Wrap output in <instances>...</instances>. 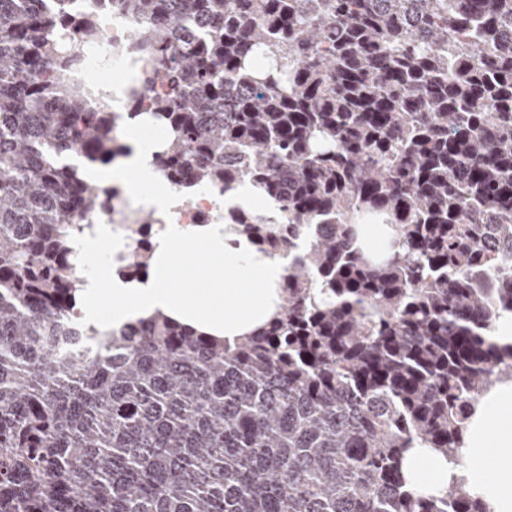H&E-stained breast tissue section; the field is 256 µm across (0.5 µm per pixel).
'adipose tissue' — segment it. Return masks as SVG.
<instances>
[{
  "label": "adipose tissue",
  "instance_id": "1",
  "mask_svg": "<svg viewBox=\"0 0 512 512\" xmlns=\"http://www.w3.org/2000/svg\"><path fill=\"white\" fill-rule=\"evenodd\" d=\"M143 130L137 122L127 125L131 152L113 166L111 178L134 208L165 218L166 229L156 240L146 279L116 273L86 277L82 285L85 318L99 321L97 303L108 292L116 328L160 312L229 343L259 330L280 310L287 258L259 251L232 225L182 224L172 219L178 200L153 164L159 143L144 136ZM206 197L227 209L262 215L274 212L273 203L248 183L223 195L210 190ZM188 247L210 258L214 274L192 277L186 273L182 257ZM461 453L466 464L459 468L429 449H414L405 461V475L425 494L440 495L451 482L465 483L488 512H512V379L495 383L476 404Z\"/></svg>",
  "mask_w": 512,
  "mask_h": 512
}]
</instances>
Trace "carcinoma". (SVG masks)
I'll list each match as a JSON object with an SVG mask.
<instances>
[{
  "instance_id": "cac0c4a2",
  "label": "carcinoma",
  "mask_w": 512,
  "mask_h": 512,
  "mask_svg": "<svg viewBox=\"0 0 512 512\" xmlns=\"http://www.w3.org/2000/svg\"><path fill=\"white\" fill-rule=\"evenodd\" d=\"M98 0H0V512H486L407 486L457 457L512 346V0H107L176 189L249 182L228 220L288 257L229 346L163 315L87 323L76 229L121 206L63 158L123 154L71 52ZM390 225L381 261L356 225ZM120 272L148 273L138 213Z\"/></svg>"
}]
</instances>
